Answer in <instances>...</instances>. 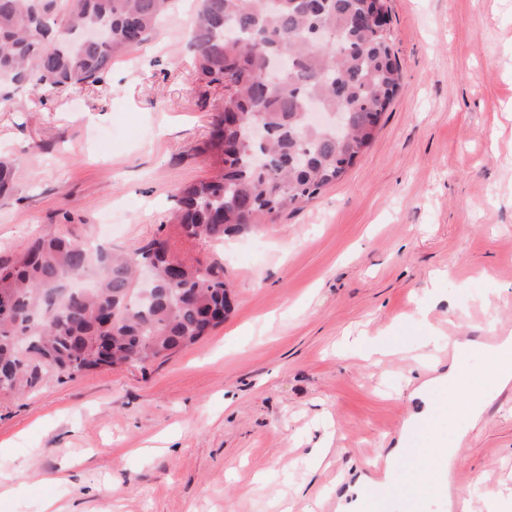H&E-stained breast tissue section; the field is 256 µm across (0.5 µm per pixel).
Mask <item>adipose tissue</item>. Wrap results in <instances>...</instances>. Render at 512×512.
<instances>
[{
    "label": "adipose tissue",
    "mask_w": 512,
    "mask_h": 512,
    "mask_svg": "<svg viewBox=\"0 0 512 512\" xmlns=\"http://www.w3.org/2000/svg\"><path fill=\"white\" fill-rule=\"evenodd\" d=\"M458 360L448 365L444 374L423 381L418 396H425L434 386H444L447 400L432 406L426 418L434 424L430 440L416 448L398 441L389 461L408 469L406 483L419 491L421 501L439 499L448 480V472L457 456L455 448L445 446L442 432L455 431L464 438L467 425L476 424L482 417L487 401V386L500 388L512 384V340L490 348L468 340L458 343Z\"/></svg>",
    "instance_id": "obj_1"
}]
</instances>
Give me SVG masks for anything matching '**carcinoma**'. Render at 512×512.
<instances>
[{
  "instance_id": "1",
  "label": "carcinoma",
  "mask_w": 512,
  "mask_h": 512,
  "mask_svg": "<svg viewBox=\"0 0 512 512\" xmlns=\"http://www.w3.org/2000/svg\"><path fill=\"white\" fill-rule=\"evenodd\" d=\"M171 0H0V101L43 88L97 85L158 28ZM387 0H199L187 31L198 75L224 90L203 151L216 175L175 190L169 220L222 241L275 221L340 180L371 145L401 87ZM110 38L88 42L85 27ZM342 111L343 136L307 119ZM268 138L252 142L254 119ZM266 158L256 167L252 155ZM156 285L138 287L137 266ZM231 309L224 266L159 237L132 252H92L47 235L0 259V391L122 364L166 361L199 342L203 319Z\"/></svg>"
}]
</instances>
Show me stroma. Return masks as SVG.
Wrapping results in <instances>:
<instances>
[{
	"label": "stroma",
	"mask_w": 512,
	"mask_h": 512,
	"mask_svg": "<svg viewBox=\"0 0 512 512\" xmlns=\"http://www.w3.org/2000/svg\"><path fill=\"white\" fill-rule=\"evenodd\" d=\"M387 5L403 85L370 148L258 233L188 244L223 263L232 302L197 344L0 393V512H325L363 477L402 487L404 469L369 463L421 441L402 431L412 392L448 369L410 370L408 353L512 335V0ZM196 7L176 0L104 82L0 105L16 165L0 255L51 233L126 251L172 234L175 188L219 168L197 151L223 91L195 75ZM357 336L398 350L370 364L346 350ZM479 475L512 493V385L461 443L452 495Z\"/></svg>",
	"instance_id": "obj_1"
}]
</instances>
